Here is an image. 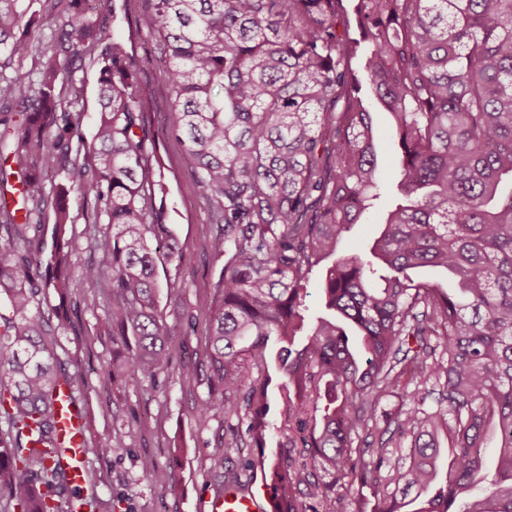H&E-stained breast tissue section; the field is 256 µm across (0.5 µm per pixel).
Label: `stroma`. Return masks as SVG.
<instances>
[{"mask_svg":"<svg viewBox=\"0 0 512 512\" xmlns=\"http://www.w3.org/2000/svg\"><path fill=\"white\" fill-rule=\"evenodd\" d=\"M147 6V0H129L109 34L146 60L140 85L148 120L159 132L168 119L169 83L158 43L136 29V19ZM372 116L387 186L377 202L383 211L394 200L398 147L387 114L376 109ZM159 153L165 164L168 222L179 247L192 254L193 262L159 269V280L176 282L177 288H161L158 313L183 336L184 358L202 369L207 327L219 301L214 285L222 264L210 252L212 218L191 161L172 140H163ZM75 299L71 325L59 336L57 352L83 374L73 394L87 411L86 437L94 440L123 432L129 447L119 457L88 455V486L101 501L111 503V512H197L199 491H217L224 483L225 459L238 457L235 449L224 446L223 416L204 426L196 421L210 390L205 374L188 378L174 367L156 382L108 376L112 339L100 331L98 320L111 312L112 302L84 285L76 289Z\"/></svg>","mask_w":512,"mask_h":512,"instance_id":"1","label":"stroma"}]
</instances>
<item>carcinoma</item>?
Masks as SVG:
<instances>
[{
    "instance_id": "1",
    "label": "carcinoma",
    "mask_w": 512,
    "mask_h": 512,
    "mask_svg": "<svg viewBox=\"0 0 512 512\" xmlns=\"http://www.w3.org/2000/svg\"><path fill=\"white\" fill-rule=\"evenodd\" d=\"M351 2L150 0L137 25L170 80L158 136L145 61L109 35L115 0H0V184L19 176L18 200L0 209V488L12 512L101 505L60 464L54 393L79 375L55 337L75 282L112 301L99 324L127 348L112 373L154 381L182 355L157 316V246L169 264L193 260L167 224L162 137L191 159L224 261L197 423L222 413L224 447L257 450L220 491L249 488L259 470L277 512H512V0ZM81 59L99 71L88 145ZM372 101L398 141L396 200L378 236L341 255L381 196ZM91 198L104 264L79 267L73 210ZM334 253L319 285L330 317L310 323V275ZM125 451L121 435L84 442L87 455Z\"/></svg>"
}]
</instances>
